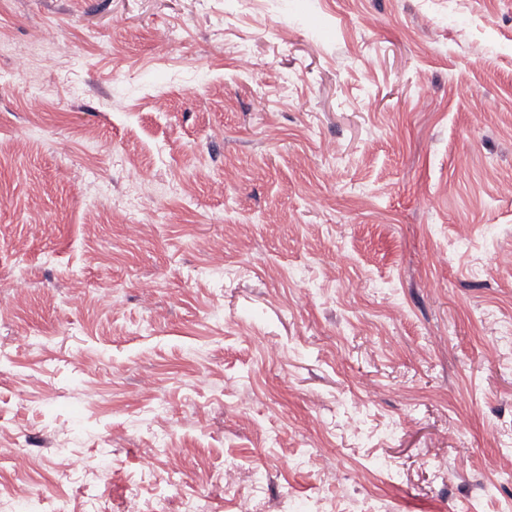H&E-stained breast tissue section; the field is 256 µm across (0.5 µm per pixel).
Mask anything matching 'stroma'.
Wrapping results in <instances>:
<instances>
[{
    "label": "stroma",
    "instance_id": "obj_1",
    "mask_svg": "<svg viewBox=\"0 0 512 512\" xmlns=\"http://www.w3.org/2000/svg\"><path fill=\"white\" fill-rule=\"evenodd\" d=\"M0 43V480L512 512V0H0Z\"/></svg>",
    "mask_w": 512,
    "mask_h": 512
}]
</instances>
